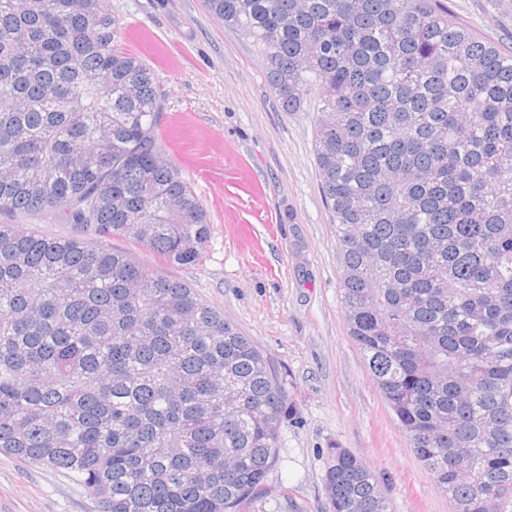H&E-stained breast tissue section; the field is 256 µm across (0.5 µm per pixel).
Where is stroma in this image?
I'll use <instances>...</instances> for the list:
<instances>
[{
  "mask_svg": "<svg viewBox=\"0 0 512 512\" xmlns=\"http://www.w3.org/2000/svg\"><path fill=\"white\" fill-rule=\"evenodd\" d=\"M460 20L512 47V0H444ZM121 46L155 72L163 158L203 205L200 261L170 265L125 237L102 238L44 213L0 224L117 249L187 283L269 359L298 417L280 430L269 474L281 512H326L323 475L338 443L384 483L394 512H454L399 428L352 340L341 298L336 226L314 155L313 102L282 111L260 45L205 0H105ZM0 512H100L76 483L0 454Z\"/></svg>",
  "mask_w": 512,
  "mask_h": 512,
  "instance_id": "stroma-1",
  "label": "stroma"
}]
</instances>
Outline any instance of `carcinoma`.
<instances>
[{"label":"carcinoma","instance_id":"1","mask_svg":"<svg viewBox=\"0 0 512 512\" xmlns=\"http://www.w3.org/2000/svg\"><path fill=\"white\" fill-rule=\"evenodd\" d=\"M0 0V212L192 265L210 226L161 156L157 77L103 0ZM262 46L314 151L350 336L455 512L512 494V50L441 0H206ZM295 413L252 341L127 253L0 224V453L101 512H250ZM328 512H392L330 449Z\"/></svg>","mask_w":512,"mask_h":512}]
</instances>
